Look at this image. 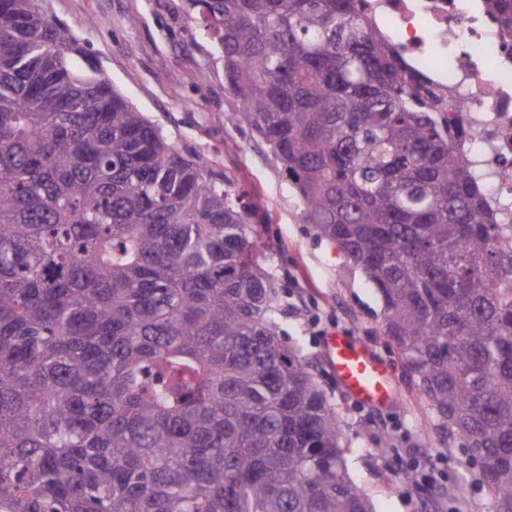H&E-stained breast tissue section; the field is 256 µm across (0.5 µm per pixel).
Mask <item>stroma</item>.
Masks as SVG:
<instances>
[{
	"mask_svg": "<svg viewBox=\"0 0 512 512\" xmlns=\"http://www.w3.org/2000/svg\"><path fill=\"white\" fill-rule=\"evenodd\" d=\"M81 39L114 86L182 152L204 155L245 191L258 228L256 253L287 309L281 340L297 349L342 422L347 472L374 512H492L480 465L443 438L415 394L403 358L382 332V305L365 274L303 220L300 201L267 143L227 123L224 66L182 0H39ZM359 337L390 370L393 406L348 395L324 343ZM414 472L416 483L404 475Z\"/></svg>",
	"mask_w": 512,
	"mask_h": 512,
	"instance_id": "obj_1",
	"label": "stroma"
}]
</instances>
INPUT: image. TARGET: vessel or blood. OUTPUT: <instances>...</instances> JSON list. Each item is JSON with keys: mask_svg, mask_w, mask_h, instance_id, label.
I'll list each match as a JSON object with an SVG mask.
<instances>
[{"mask_svg": "<svg viewBox=\"0 0 512 512\" xmlns=\"http://www.w3.org/2000/svg\"><path fill=\"white\" fill-rule=\"evenodd\" d=\"M332 369L346 392L372 407L394 405L395 389L387 366L360 339L336 333L326 339Z\"/></svg>", "mask_w": 512, "mask_h": 512, "instance_id": "vessel-or-blood-1", "label": "vessel or blood"}]
</instances>
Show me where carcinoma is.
I'll return each instance as SVG.
<instances>
[{
  "label": "carcinoma",
  "instance_id": "1",
  "mask_svg": "<svg viewBox=\"0 0 512 512\" xmlns=\"http://www.w3.org/2000/svg\"><path fill=\"white\" fill-rule=\"evenodd\" d=\"M38 0H0V512H372L252 257L181 152ZM512 38V0H488ZM225 113L376 289L443 437L512 512V221L362 0H183Z\"/></svg>",
  "mask_w": 512,
  "mask_h": 512
}]
</instances>
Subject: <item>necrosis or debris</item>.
<instances>
[{"label": "necrosis or debris", "instance_id": "4bbe7bcc", "mask_svg": "<svg viewBox=\"0 0 512 512\" xmlns=\"http://www.w3.org/2000/svg\"><path fill=\"white\" fill-rule=\"evenodd\" d=\"M364 2L402 59L475 116L460 148L477 162L492 206L512 201V45L487 0Z\"/></svg>", "mask_w": 512, "mask_h": 512}]
</instances>
